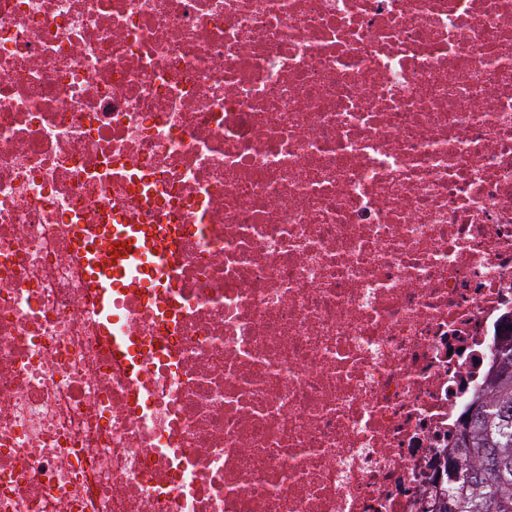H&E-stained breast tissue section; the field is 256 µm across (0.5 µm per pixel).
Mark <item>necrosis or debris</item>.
Returning a JSON list of instances; mask_svg holds the SVG:
<instances>
[{"mask_svg":"<svg viewBox=\"0 0 512 512\" xmlns=\"http://www.w3.org/2000/svg\"><path fill=\"white\" fill-rule=\"evenodd\" d=\"M510 341L512 0H0V512H428ZM128 240H131V243H128ZM115 242H118V246H115ZM122 244H125V247H122ZM101 247L108 250L109 264L107 267L112 268V264L115 265L113 277L128 278L132 267L138 260H143L139 248L136 247V240L126 236H107L101 241ZM114 252H119V256L114 255ZM122 261H128V263L122 266Z\"/></svg>","mask_w":512,"mask_h":512,"instance_id":"necrosis-or-debris-1","label":"necrosis or debris"}]
</instances>
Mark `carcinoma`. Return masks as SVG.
<instances>
[{"label":"carcinoma","instance_id":"cac0c4a2","mask_svg":"<svg viewBox=\"0 0 512 512\" xmlns=\"http://www.w3.org/2000/svg\"><path fill=\"white\" fill-rule=\"evenodd\" d=\"M432 512H512V343L500 346L486 388L471 401Z\"/></svg>","mask_w":512,"mask_h":512}]
</instances>
